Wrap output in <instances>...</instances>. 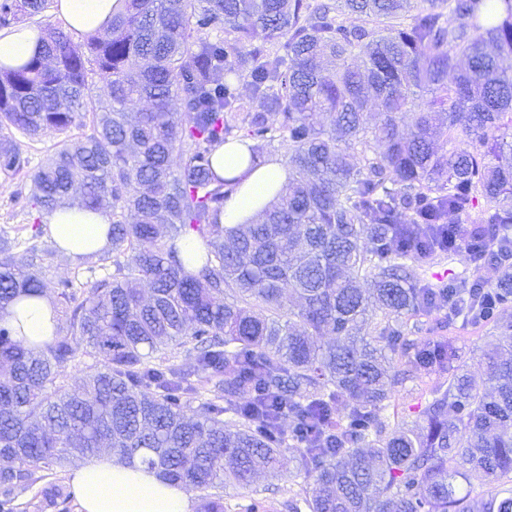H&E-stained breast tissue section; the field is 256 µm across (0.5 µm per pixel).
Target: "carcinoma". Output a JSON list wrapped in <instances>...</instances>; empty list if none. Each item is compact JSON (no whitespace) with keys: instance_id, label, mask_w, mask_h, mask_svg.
<instances>
[{"instance_id":"obj_1","label":"carcinoma","mask_w":512,"mask_h":512,"mask_svg":"<svg viewBox=\"0 0 512 512\" xmlns=\"http://www.w3.org/2000/svg\"><path fill=\"white\" fill-rule=\"evenodd\" d=\"M51 2L0 0V27ZM3 127L59 140L31 175L34 242L0 239V512L103 438L198 491L195 512H224L226 484L256 492L287 452L309 512H512V0H124L83 50L49 26L0 68ZM244 139L253 164L288 143L289 181L227 227L239 180L212 159ZM22 167L0 134V171ZM73 204L112 208L110 248L78 257L112 272L60 281L54 334L27 347L11 308L46 294L41 215ZM460 244L495 287L414 280ZM435 311L440 331L496 330L486 381L457 337L410 338ZM435 370L448 386L390 423L393 389Z\"/></svg>"}]
</instances>
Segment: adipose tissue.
<instances>
[{"instance_id":"ef3b65f1","label":"adipose tissue","mask_w":512,"mask_h":512,"mask_svg":"<svg viewBox=\"0 0 512 512\" xmlns=\"http://www.w3.org/2000/svg\"><path fill=\"white\" fill-rule=\"evenodd\" d=\"M122 0H55L57 19L75 37L104 32ZM42 33L24 25L0 30V65L17 66L40 47ZM215 172L238 178L240 185L224 203L222 224H245L272 202L288 184V171L277 158L251 163L247 143L219 147ZM108 211L65 206L43 215L63 254L73 257L109 248ZM10 320L19 326L24 342L45 340L54 331L55 312L48 297L31 298L12 309ZM77 512H193L190 493L163 480L155 470L135 462L125 464L104 453L83 462L71 475Z\"/></svg>"}]
</instances>
